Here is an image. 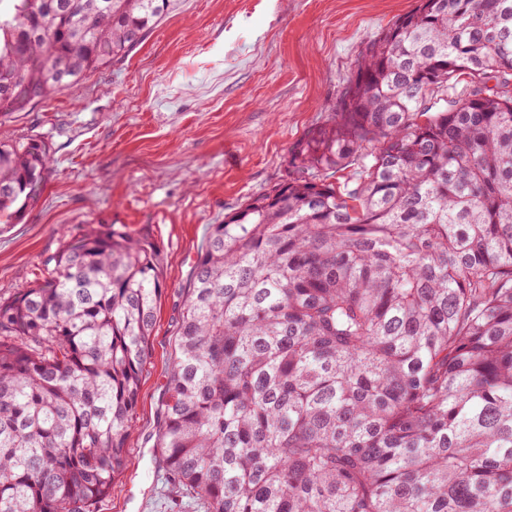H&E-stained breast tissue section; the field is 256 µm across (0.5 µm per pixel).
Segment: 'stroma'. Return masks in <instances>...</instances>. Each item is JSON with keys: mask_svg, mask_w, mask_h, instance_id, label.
<instances>
[{"mask_svg": "<svg viewBox=\"0 0 512 512\" xmlns=\"http://www.w3.org/2000/svg\"><path fill=\"white\" fill-rule=\"evenodd\" d=\"M416 0H176L123 62L24 110L0 137L44 136L37 201L0 227V294L25 287L64 228L123 224L159 246L165 290L127 466L97 512H200L176 501L154 442L195 261L209 225L288 178L360 52Z\"/></svg>", "mask_w": 512, "mask_h": 512, "instance_id": "stroma-1", "label": "stroma"}]
</instances>
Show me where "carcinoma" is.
<instances>
[{"instance_id":"obj_1","label":"carcinoma","mask_w":512,"mask_h":512,"mask_svg":"<svg viewBox=\"0 0 512 512\" xmlns=\"http://www.w3.org/2000/svg\"><path fill=\"white\" fill-rule=\"evenodd\" d=\"M171 7L0 0V112L123 61ZM511 76L512 0H417L289 179L210 225L156 444L175 494L204 512H512ZM51 163L37 135L0 140V224ZM164 287L148 234L83 224L0 296V512L112 493Z\"/></svg>"}]
</instances>
